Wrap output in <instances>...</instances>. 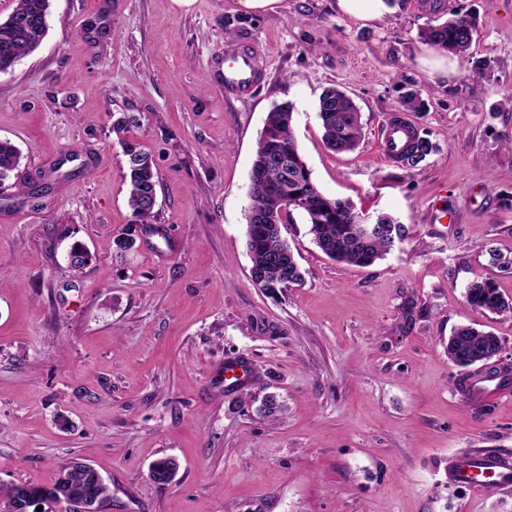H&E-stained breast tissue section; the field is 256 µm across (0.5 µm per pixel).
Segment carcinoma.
<instances>
[{
    "instance_id": "obj_1",
    "label": "carcinoma",
    "mask_w": 512,
    "mask_h": 512,
    "mask_svg": "<svg viewBox=\"0 0 512 512\" xmlns=\"http://www.w3.org/2000/svg\"><path fill=\"white\" fill-rule=\"evenodd\" d=\"M50 0H17L13 11L0 19V74L12 70L30 56L42 43L49 29ZM475 23L456 16L437 25L422 29L420 38L459 57H466L474 34ZM318 116L323 139L335 152L352 151L362 135L357 105L344 91L332 87L319 99ZM134 115L120 118L113 132L125 156L124 178L128 185V205L137 220L148 223L154 210L158 173L151 157L137 144L126 140L122 133L135 126ZM293 111L289 104L274 106L267 114L265 126L257 142L250 173L251 206L261 205L281 209L286 218L297 212L309 224L313 242L328 258L351 266H368L389 254L396 243L404 240L407 228L389 215L380 214L370 222V235L363 236L359 225L364 223L353 206L344 200L326 196L312 180L311 172L292 134ZM435 150L427 135L407 148L402 156L412 167L418 166ZM21 153L8 139H0V185L16 176ZM247 250L254 266L252 277L263 280V290L275 293L302 281V272L281 227L255 224L246 218ZM86 249L76 244L69 253V265L79 270L90 262ZM468 304L482 311L507 314L512 301L506 300L491 281H473L466 287ZM499 347V339L490 331L464 325L455 328L448 337V357L461 368L478 365L489 359ZM35 489L64 504L71 512L74 495L81 497L97 489L93 473L83 463H64L59 476L49 486ZM16 485L0 487V512H22L15 499Z\"/></svg>"
}]
</instances>
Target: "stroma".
I'll return each mask as SVG.
<instances>
[{"label": "stroma", "instance_id": "35a3bbf8", "mask_svg": "<svg viewBox=\"0 0 512 512\" xmlns=\"http://www.w3.org/2000/svg\"><path fill=\"white\" fill-rule=\"evenodd\" d=\"M40 47L0 74V139L28 189L0 192V483H53L91 464L106 512H512V488L450 483L463 453L512 459V385L470 400L448 338L476 323L512 365V316L471 308L475 280L512 300V0H404L363 24L336 0H50ZM469 16L483 62L431 77L420 32ZM246 47L262 78L224 91V50ZM346 90L363 137L326 148L321 93ZM436 150L417 167L381 157L401 100ZM328 197L407 228L367 267L330 260L302 216L281 233L303 273L271 296L249 277L246 215L256 142L274 105ZM154 159L150 224L127 203L112 132ZM454 210L447 224L433 207ZM136 226V245L116 236ZM83 244L92 260L72 271ZM504 261L492 263L491 253ZM245 361L248 381L214 375ZM283 416L266 418V396ZM68 426H60L58 416ZM175 458L174 480L150 467Z\"/></svg>", "mask_w": 512, "mask_h": 512}]
</instances>
